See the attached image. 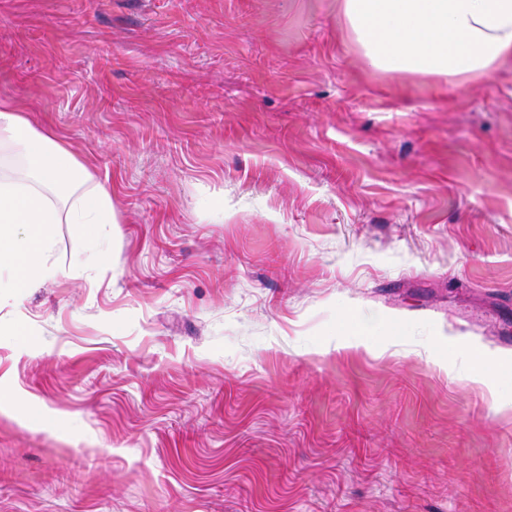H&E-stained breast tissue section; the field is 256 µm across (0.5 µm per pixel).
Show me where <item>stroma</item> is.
Masks as SVG:
<instances>
[{
  "mask_svg": "<svg viewBox=\"0 0 512 512\" xmlns=\"http://www.w3.org/2000/svg\"><path fill=\"white\" fill-rule=\"evenodd\" d=\"M0 98L117 218L0 300V512H512V63L374 69L342 0H0ZM454 367L457 369V376L460 379L479 384L488 385L498 379L500 375L499 368L493 360L484 358L483 363L479 365L465 354H461Z\"/></svg>",
  "mask_w": 512,
  "mask_h": 512,
  "instance_id": "1",
  "label": "stroma"
}]
</instances>
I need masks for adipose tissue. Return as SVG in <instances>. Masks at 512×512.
Here are the masks:
<instances>
[{
    "label": "adipose tissue",
    "mask_w": 512,
    "mask_h": 512,
    "mask_svg": "<svg viewBox=\"0 0 512 512\" xmlns=\"http://www.w3.org/2000/svg\"><path fill=\"white\" fill-rule=\"evenodd\" d=\"M343 13L379 70L460 84L512 58V0H343ZM87 180L67 147L0 99V288L57 275L48 262L55 224L111 223L109 193Z\"/></svg>",
    "instance_id": "1"
}]
</instances>
